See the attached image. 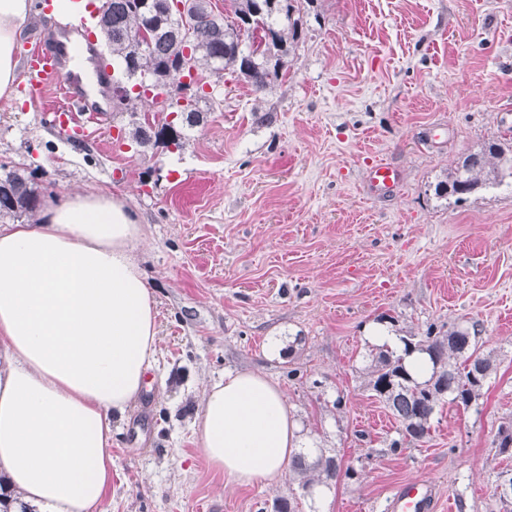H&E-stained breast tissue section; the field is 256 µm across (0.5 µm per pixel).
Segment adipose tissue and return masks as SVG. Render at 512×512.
Returning <instances> with one entry per match:
<instances>
[{"label":"adipose tissue","mask_w":512,"mask_h":512,"mask_svg":"<svg viewBox=\"0 0 512 512\" xmlns=\"http://www.w3.org/2000/svg\"><path fill=\"white\" fill-rule=\"evenodd\" d=\"M33 0H0V99ZM143 225L120 200H48L35 224L0 225V467L39 512H100L112 416L156 361L157 302L134 252ZM214 470L249 485L281 477L299 447L285 392L243 370L209 383L193 423Z\"/></svg>","instance_id":"ef3b65f1"}]
</instances>
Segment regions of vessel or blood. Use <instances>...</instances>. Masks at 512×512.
<instances>
[{
	"label": "vessel or blood",
	"instance_id": "b4317fda",
	"mask_svg": "<svg viewBox=\"0 0 512 512\" xmlns=\"http://www.w3.org/2000/svg\"><path fill=\"white\" fill-rule=\"evenodd\" d=\"M73 35V29L66 27L58 38L36 44L24 67L33 90L54 86L65 99L62 108L49 111L48 124L80 134L85 119L100 121L104 115L92 100L83 74L70 65ZM368 182L372 191L392 192L398 185V173L388 164L377 163L368 172ZM438 503L436 485L425 476L394 486L388 509L389 512H437Z\"/></svg>",
	"mask_w": 512,
	"mask_h": 512
}]
</instances>
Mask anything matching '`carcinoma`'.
<instances>
[{
  "mask_svg": "<svg viewBox=\"0 0 512 512\" xmlns=\"http://www.w3.org/2000/svg\"><path fill=\"white\" fill-rule=\"evenodd\" d=\"M304 0H229V13L218 17L210 0H199L194 19L177 20L171 12L172 0H103L101 25L109 56L120 69L113 84L121 85L135 74L150 78L155 85L168 88V95L180 97L183 84L170 71L169 64L190 49V69L220 75L230 70L261 93L282 78L292 62L301 36L300 18ZM150 31L149 43L137 48L131 35ZM260 39V48L252 42ZM178 113L175 127L159 120L143 119L134 136L140 144L166 140L180 146L184 129L198 126L202 110L193 104ZM512 179V151L491 144L481 153L460 159L449 180L436 185V194L455 195L457 200L483 187L500 185ZM38 202L31 180L17 169L0 175V220L19 219L32 213ZM477 323L471 328L454 326L444 336L412 331L399 337L403 349L387 345L370 353L367 387L391 412L401 426V438L390 443V450H403L404 443L420 442L430 433V421L440 406L449 402L468 409L477 402L487 380L496 370L491 354L480 352ZM412 352L427 355L431 373L423 380L412 377L404 356ZM289 470L300 477L304 492L313 497L350 478L354 470H341L337 458L323 449H304L293 457Z\"/></svg>",
  "mask_w": 512,
  "mask_h": 512,
  "instance_id": "obj_1",
  "label": "carcinoma"
}]
</instances>
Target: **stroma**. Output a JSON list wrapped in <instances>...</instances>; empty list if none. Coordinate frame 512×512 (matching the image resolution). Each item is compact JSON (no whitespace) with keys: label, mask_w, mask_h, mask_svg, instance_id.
<instances>
[{"label":"stroma","mask_w":512,"mask_h":512,"mask_svg":"<svg viewBox=\"0 0 512 512\" xmlns=\"http://www.w3.org/2000/svg\"><path fill=\"white\" fill-rule=\"evenodd\" d=\"M60 17L36 8L25 60ZM288 72L265 92L199 74L207 112L182 147L138 146L136 112L87 139L45 121L62 94L19 80L0 100V165L32 174L40 199L101 192L146 232L136 259L153 287L159 341L149 390L112 421L101 512H388L398 483L432 477L439 512H502L512 472V189L440 197L457 162L512 145V0H312ZM119 135L122 149L110 148ZM399 174L372 193V163ZM444 334L479 322L497 372L477 405L435 412L426 439L389 448L399 425L366 388L369 329ZM279 339L283 348L272 351ZM285 392L302 446L357 476L317 502L299 480L235 484L202 457L192 422L203 387L239 370Z\"/></svg>","instance_id":"35a3bbf8"}]
</instances>
